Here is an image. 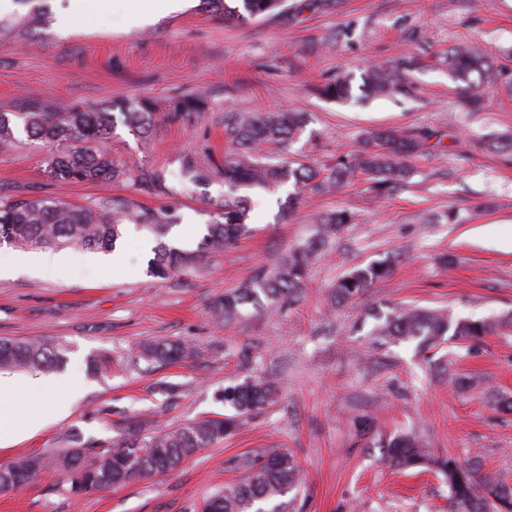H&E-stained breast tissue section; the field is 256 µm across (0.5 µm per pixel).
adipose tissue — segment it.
<instances>
[{"instance_id":"adipose-tissue-1","label":"adipose tissue","mask_w":512,"mask_h":512,"mask_svg":"<svg viewBox=\"0 0 512 512\" xmlns=\"http://www.w3.org/2000/svg\"><path fill=\"white\" fill-rule=\"evenodd\" d=\"M54 388L65 389L66 397L48 416L38 411L22 413L21 403L17 400L0 401V453H8L20 440L36 435L49 424L50 420H59L67 416L72 402L81 395L83 390L82 383L75 379H61L42 374H33L21 379L0 375V389L3 390L18 389L34 395Z\"/></svg>"}]
</instances>
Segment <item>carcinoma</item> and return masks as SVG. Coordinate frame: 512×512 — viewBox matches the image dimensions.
Segmentation results:
<instances>
[{
    "instance_id": "obj_1",
    "label": "carcinoma",
    "mask_w": 512,
    "mask_h": 512,
    "mask_svg": "<svg viewBox=\"0 0 512 512\" xmlns=\"http://www.w3.org/2000/svg\"><path fill=\"white\" fill-rule=\"evenodd\" d=\"M224 14V23L235 24L281 8L284 0H241L243 7L227 0H202ZM448 77L458 84L468 109L482 112L489 104L488 92L500 80V70L490 56L472 46L448 50ZM413 60L399 59L365 67L360 91L373 99L409 93L408 73ZM353 77L341 73L318 88L330 100L346 101L352 96ZM209 106L199 94L170 102L164 118L191 121ZM119 110L120 118L114 117ZM157 107L146 99L108 107L76 104L33 103L14 122L0 113V150L11 147L15 131L44 142L55 151L46 161L55 178L71 182L119 183L132 177L138 185L156 196H191L203 185L218 182L224 193L205 201L211 221L195 249L160 244L150 265L151 274L166 279L177 273L196 270L205 255L226 249L249 232L252 210L246 190L275 192L290 185L288 209L308 193L339 190L357 177L370 183L376 197H387L403 190L413 176L412 159L428 148L432 135L422 129H375L366 132L358 146L336 154L333 162L315 166L293 159L292 147L307 126L303 112H226L224 136L232 152L217 161L204 151H181L179 171L141 170L133 176L112 155L95 143L112 135L116 121L146 142ZM177 215L170 206L149 209L130 199L105 198L95 207L72 206L49 197L0 198V245L21 249L70 248L109 250L121 235V226L139 224L164 237L175 225ZM355 215L347 209L324 215L317 233L288 251L279 263L259 267L242 286L217 294L210 302L212 317L224 322L242 315L248 306L269 310L296 302L306 285L315 254ZM387 257L364 267H356L335 287L341 302L360 301L372 285L391 271ZM503 320L455 318L442 310L400 306L373 328V335L387 342H414L425 351L451 334L477 343L496 332ZM204 349L186 341L153 340L141 345L130 360L167 364L186 357H200ZM63 363V353L41 340L0 339V370L55 372ZM277 383L264 377H248L224 387L218 400L236 415L190 421L174 428H147L143 434L121 435L108 448H97L92 441L74 435L66 448H55L42 455L23 456L0 466V492L16 490L40 477L47 470L59 475L66 490L80 497L110 488L146 482L178 469L199 449L233 434L239 416L263 409L277 394ZM382 458L391 467L410 470L432 467L448 484V512H512V487L508 481L482 475L479 468L465 466L457 456L432 453L420 439L402 432L379 443ZM243 475L206 498L202 512H290L286 496L302 482L296 457L286 448H263L237 462Z\"/></svg>"
}]
</instances>
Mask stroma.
<instances>
[{
    "instance_id": "1",
    "label": "stroma",
    "mask_w": 512,
    "mask_h": 512,
    "mask_svg": "<svg viewBox=\"0 0 512 512\" xmlns=\"http://www.w3.org/2000/svg\"><path fill=\"white\" fill-rule=\"evenodd\" d=\"M13 3L0 12V112L22 111L32 100L163 105L207 95L194 124L156 121L149 144L115 126L106 145L134 173L177 168L187 148L223 156L230 110L308 112L295 149L319 163L353 148L368 128H423L440 140L413 159L410 186L379 203L358 181L333 195L305 196L283 218L278 203L287 190L252 191L248 235L209 254L200 270L167 280L148 272L156 237L132 224L116 245L123 263L109 270L87 264L48 277L34 265L38 251L0 247V262L16 266L0 277V338L61 346L65 373L86 384L69 416L18 442L0 465L65 447L78 432L104 448L144 418L176 427L227 414L218 393L250 376L271 374L281 385L276 402L245 417L235 434L153 482L75 500L47 471L0 493V512H200L204 498L239 478L236 461L261 448H285L297 458L303 483L296 512H448L441 475L398 472L382 460L380 440L407 430L434 452L476 457L484 473L512 475V413L493 403L497 394L512 397V326L476 345L449 336L423 353L411 342L381 347L364 305H338L331 296L352 269L392 255L391 274L370 290L380 315L400 304L460 318L512 311V154L484 146L512 134V95L503 86L488 111H468L439 62L448 47L475 44L496 58L504 85L512 83V0H285L281 13L235 25L205 11L201 0H186L182 10L139 26L129 16L148 13V0H117L110 14L92 19L77 14L72 0ZM402 55L417 62L410 95L334 102L312 91L336 73L357 77L367 64ZM49 154L23 133L0 150V197L90 206L133 195L150 208L169 203L132 193L126 182L51 177ZM223 191L213 183L179 199L181 223L168 243L196 247L210 219L203 198ZM344 208L357 219L316 257L300 302L213 321L215 293L238 287L258 266H275L314 235L320 214ZM449 211L457 223L432 222ZM147 339L188 340L207 352L87 373L92 356L123 357Z\"/></svg>"
}]
</instances>
